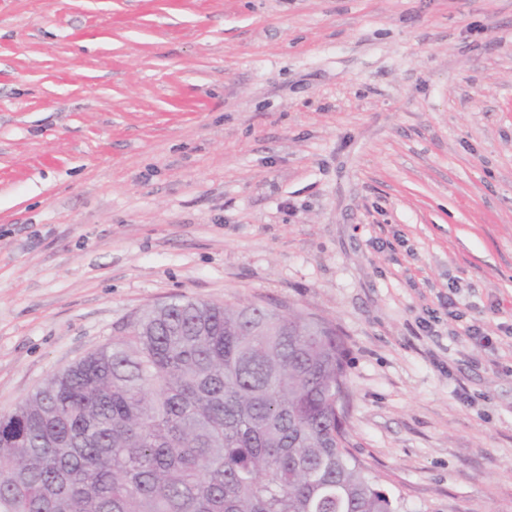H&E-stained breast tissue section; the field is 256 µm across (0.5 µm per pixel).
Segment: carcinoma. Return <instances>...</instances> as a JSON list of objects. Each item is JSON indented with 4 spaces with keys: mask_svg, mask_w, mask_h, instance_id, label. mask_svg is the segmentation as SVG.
<instances>
[{
    "mask_svg": "<svg viewBox=\"0 0 512 512\" xmlns=\"http://www.w3.org/2000/svg\"><path fill=\"white\" fill-rule=\"evenodd\" d=\"M347 366L290 305L144 310L0 414V512H400L349 449Z\"/></svg>",
    "mask_w": 512,
    "mask_h": 512,
    "instance_id": "cac0c4a2",
    "label": "carcinoma"
}]
</instances>
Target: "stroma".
Listing matches in <instances>:
<instances>
[{"label": "stroma", "instance_id": "stroma-1", "mask_svg": "<svg viewBox=\"0 0 512 512\" xmlns=\"http://www.w3.org/2000/svg\"><path fill=\"white\" fill-rule=\"evenodd\" d=\"M182 297L334 321L382 487L512 512V0H0V413Z\"/></svg>", "mask_w": 512, "mask_h": 512}]
</instances>
